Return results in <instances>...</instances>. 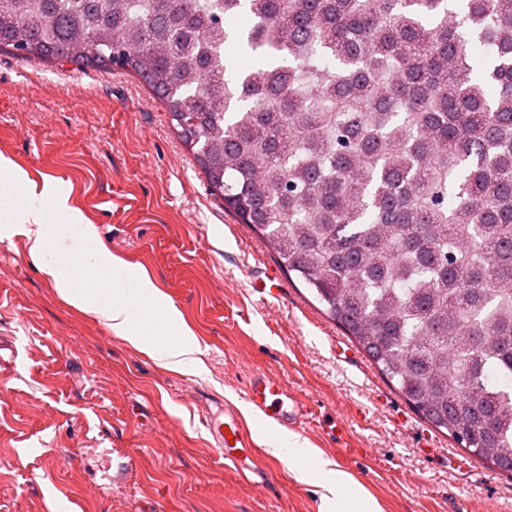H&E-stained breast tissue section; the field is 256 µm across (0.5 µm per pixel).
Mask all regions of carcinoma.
Wrapping results in <instances>:
<instances>
[{
	"label": "carcinoma",
	"mask_w": 512,
	"mask_h": 512,
	"mask_svg": "<svg viewBox=\"0 0 512 512\" xmlns=\"http://www.w3.org/2000/svg\"><path fill=\"white\" fill-rule=\"evenodd\" d=\"M4 48L134 73L408 404L512 473V0H0Z\"/></svg>",
	"instance_id": "1"
}]
</instances>
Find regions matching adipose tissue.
<instances>
[{
  "label": "adipose tissue",
  "instance_id": "adipose-tissue-1",
  "mask_svg": "<svg viewBox=\"0 0 512 512\" xmlns=\"http://www.w3.org/2000/svg\"><path fill=\"white\" fill-rule=\"evenodd\" d=\"M76 230L86 224L57 178L31 181L0 156V223L18 225L27 255L61 298L104 320L110 332L171 370L201 364V348L182 313L144 269L131 267L104 247L79 261L55 256L48 227L52 220ZM270 456L287 459L300 482L321 488L331 512H381L377 501L346 471L291 431L263 436Z\"/></svg>",
  "mask_w": 512,
  "mask_h": 512
}]
</instances>
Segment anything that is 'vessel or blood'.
Here are the masks:
<instances>
[{"instance_id":"1","label":"vessel or blood","mask_w":512,"mask_h":512,"mask_svg":"<svg viewBox=\"0 0 512 512\" xmlns=\"http://www.w3.org/2000/svg\"><path fill=\"white\" fill-rule=\"evenodd\" d=\"M246 399L264 419L288 430L304 428L310 415L303 399L293 396L282 380L266 373L251 377L246 386ZM208 430L225 459L232 463H243L255 452L249 427L234 407H225L223 418L210 419Z\"/></svg>"}]
</instances>
